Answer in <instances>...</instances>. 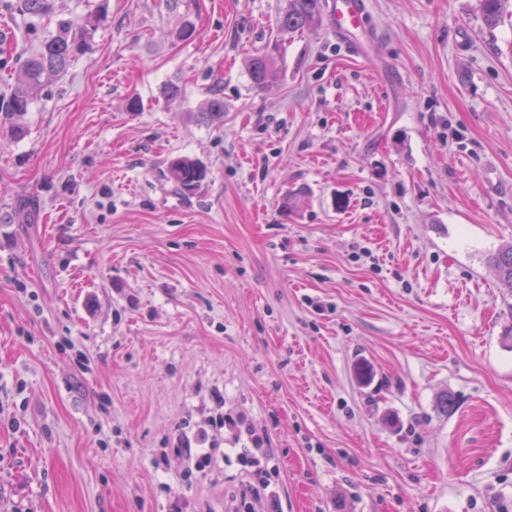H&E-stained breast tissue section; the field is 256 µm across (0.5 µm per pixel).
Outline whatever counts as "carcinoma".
<instances>
[{
  "label": "carcinoma",
  "mask_w": 512,
  "mask_h": 512,
  "mask_svg": "<svg viewBox=\"0 0 512 512\" xmlns=\"http://www.w3.org/2000/svg\"><path fill=\"white\" fill-rule=\"evenodd\" d=\"M512 0H479L483 24L494 28L505 18L507 5ZM0 7L17 11L32 20L41 21L54 12V0H0ZM325 0H287L279 21V28L290 32L314 30L322 25ZM102 16L82 19H60L54 30L41 41L40 50L22 61L19 84L7 95L0 94V127L7 128L16 139L25 137L29 128L26 116L35 100L69 68L71 63L89 50L87 26L99 22ZM280 43L274 40L265 49L252 56L248 72L253 85L262 88L277 76V58ZM203 119L220 128L224 126V98L213 95L207 104ZM207 169L197 160L176 157L169 161L167 179L182 192L192 193L207 179ZM503 292L512 296V243L499 248L490 259Z\"/></svg>",
  "instance_id": "carcinoma-1"
}]
</instances>
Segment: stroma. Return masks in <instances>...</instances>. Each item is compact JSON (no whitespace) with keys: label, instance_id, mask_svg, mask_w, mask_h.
<instances>
[{"label":"stroma","instance_id":"35a3bbf8","mask_svg":"<svg viewBox=\"0 0 512 512\" xmlns=\"http://www.w3.org/2000/svg\"><path fill=\"white\" fill-rule=\"evenodd\" d=\"M285 4L55 0L106 17L0 131V512H231L247 475L174 446L213 390L265 432L282 512H512V18L369 0L361 57ZM2 28L21 55L51 25ZM279 53L280 43L275 39L269 42L262 52L249 59L248 72L255 87L262 88L276 78ZM207 169L197 160L176 157L169 161L167 179L182 192L192 193L207 179ZM489 262L497 273L500 288L506 295L512 296V243L501 246Z\"/></svg>","mask_w":512,"mask_h":512}]
</instances>
